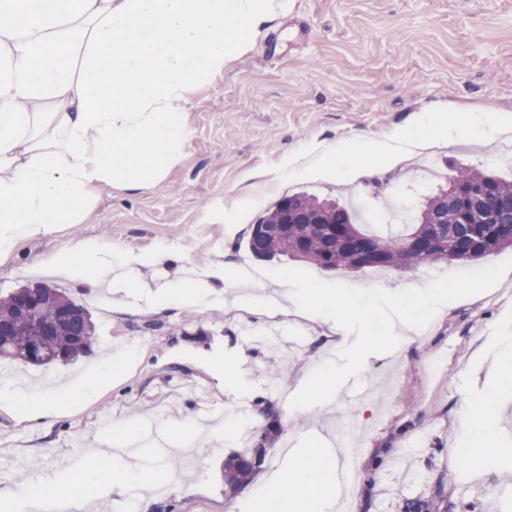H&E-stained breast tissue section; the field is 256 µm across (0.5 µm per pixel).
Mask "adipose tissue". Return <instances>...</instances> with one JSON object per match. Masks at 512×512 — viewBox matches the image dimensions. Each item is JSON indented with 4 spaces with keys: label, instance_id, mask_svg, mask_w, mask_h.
<instances>
[{
    "label": "adipose tissue",
    "instance_id": "ef3b65f1",
    "mask_svg": "<svg viewBox=\"0 0 512 512\" xmlns=\"http://www.w3.org/2000/svg\"><path fill=\"white\" fill-rule=\"evenodd\" d=\"M289 6L290 0H0V254L54 225L81 223L104 188L138 191L161 183L187 142L191 94L223 72ZM510 131L512 115L504 112H472L454 122L439 112H420L405 129L379 139L359 134L337 142L309 155L304 167L284 162L282 174L347 178L372 156L394 165L418 148ZM180 260L168 249L146 260L131 253L116 257L99 243L84 241L68 255L35 259L33 267L92 288L111 280L149 310L223 305L216 286L230 277L243 285L256 310L265 308L258 281L239 269L226 273L220 263L158 288L139 275L143 262L165 266ZM284 286L287 313L319 319L334 336L322 376L302 380L290 392L293 413L324 405L335 386L361 371L369 346L354 336L353 296L383 310L392 323V342L408 349L414 339L407 333L406 302L434 315L441 313L446 295L436 282L396 292L354 290L340 281L316 289L290 280ZM92 382L87 376L61 388L15 387L1 391L0 400L23 420L47 427L60 401L84 398ZM137 440L136 427L114 428L115 453L95 454L65 480V493L49 499L38 485L23 483L4 502H20L35 512H87L107 473L150 492L153 472L120 453ZM459 442L471 469L495 464L512 471V450L501 444L486 402L463 407ZM335 488L328 441L316 433L295 449L287 468L260 481L249 504L253 512H262L272 499L280 501V512H333Z\"/></svg>",
    "mask_w": 512,
    "mask_h": 512
}]
</instances>
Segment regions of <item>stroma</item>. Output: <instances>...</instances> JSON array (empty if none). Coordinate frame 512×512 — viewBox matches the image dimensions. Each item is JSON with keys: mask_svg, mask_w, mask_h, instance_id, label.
Masks as SVG:
<instances>
[{"mask_svg": "<svg viewBox=\"0 0 512 512\" xmlns=\"http://www.w3.org/2000/svg\"><path fill=\"white\" fill-rule=\"evenodd\" d=\"M496 109L512 114V0H293L288 15L270 25L224 71L193 92L188 140L179 162L153 189L107 188L80 224H58L20 240L0 256V296L46 283L89 310L96 328L91 354L44 368L0 358V389L15 379L67 384L91 368L124 367L84 400L64 404L48 428L35 427L0 406V495L16 484H54L101 450L113 425L135 424V455L153 468L157 485L137 512H233L253 489L224 491V464L251 437L238 428L219 446L204 444L175 483L157 450L158 428L171 416L223 425L229 411L272 404L262 433L261 474L276 473L287 444L313 430L335 432L357 422L355 437L370 452L360 469L354 512H512L497 467L479 471L457 464L459 413L465 401L483 400L497 374L491 353L512 329V248L478 261L419 265L414 272L366 267L337 273L292 258L259 259L247 248L251 224L283 195L308 192L351 203L365 230L390 223L389 204L412 203L432 190L422 180L431 167L453 175L478 167L512 179V139L448 141L392 167L370 162L358 178L297 177L281 181L291 156L319 151L359 133L381 137L408 127L418 112L460 114ZM238 206L235 226L225 212ZM95 240L105 248L147 255L160 247L186 254L198 266L240 261L262 271L265 294L283 278L310 287L345 281L362 289L391 290L414 281L452 284L449 306L426 317L408 315L417 349L386 344L374 323L381 311L354 298L361 331L371 341L362 370L332 400L299 415L288 434L284 396L304 377H316L320 347L330 333L321 321L231 305L173 306L146 313L113 307L110 285L79 288L68 279L35 273L37 258L68 252ZM242 364V378L225 363Z\"/></svg>", "mask_w": 512, "mask_h": 512, "instance_id": "obj_1", "label": "stroma"}]
</instances>
